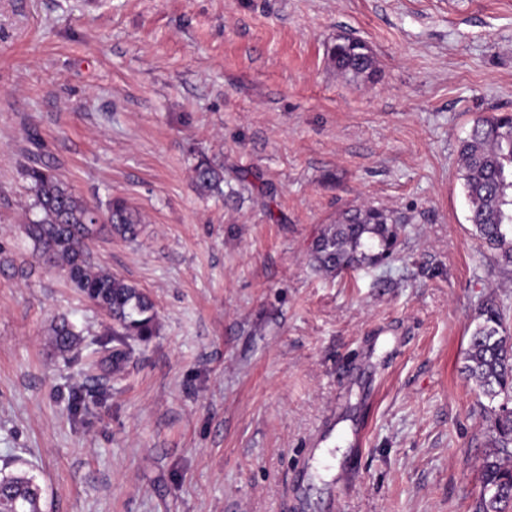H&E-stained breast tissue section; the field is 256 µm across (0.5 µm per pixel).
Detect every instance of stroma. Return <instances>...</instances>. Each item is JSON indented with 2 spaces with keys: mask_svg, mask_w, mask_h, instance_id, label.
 Returning <instances> with one entry per match:
<instances>
[{
  "mask_svg": "<svg viewBox=\"0 0 512 512\" xmlns=\"http://www.w3.org/2000/svg\"><path fill=\"white\" fill-rule=\"evenodd\" d=\"M341 37L372 77L337 72ZM503 112L512 0H0V247L31 260L20 169L53 162L139 211L91 259L159 316L111 380L87 366L109 317L0 265V467L29 464L44 512H474L490 402L460 369L484 302L512 328V270L467 220L458 145ZM364 205L397 252L318 270ZM61 316L86 341L65 358ZM330 55L336 69L354 75L372 74L373 57L370 48L361 40L345 38L330 48ZM192 180L202 195L222 193L223 173L205 159H200L192 169Z\"/></svg>",
  "mask_w": 512,
  "mask_h": 512,
  "instance_id": "stroma-1",
  "label": "stroma"
}]
</instances>
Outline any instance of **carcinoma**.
I'll use <instances>...</instances> for the list:
<instances>
[{
    "label": "carcinoma",
    "instance_id": "obj_1",
    "mask_svg": "<svg viewBox=\"0 0 512 512\" xmlns=\"http://www.w3.org/2000/svg\"><path fill=\"white\" fill-rule=\"evenodd\" d=\"M330 55L341 72L373 73L372 52L361 40L346 38L330 48ZM458 172L474 235L498 252L502 266L512 267V114L492 113L474 121L459 145ZM21 176L34 212L23 222V232L39 262L58 268L70 287L107 312L116 342L108 355L109 367L119 376L131 357L130 341L156 334L158 313L142 289L95 265L87 242L105 231L133 239L140 216L125 200L114 198L106 206L107 223H97L98 209L76 195L55 166L40 159L22 166ZM192 180L200 194L210 195L222 192L224 175L201 159L192 169ZM401 231L384 209H350L315 239L312 258L318 269L329 273L376 265L397 249ZM82 342V333L66 318L50 328V343L58 353L75 354ZM461 372L479 394L498 402L492 409V436L481 464L476 512H506L512 507V332L493 301L481 310ZM0 512H43L33 476L20 469L0 470Z\"/></svg>",
    "mask_w": 512,
    "mask_h": 512
}]
</instances>
